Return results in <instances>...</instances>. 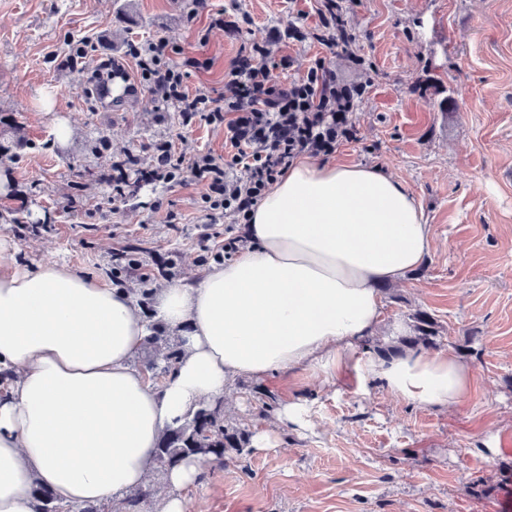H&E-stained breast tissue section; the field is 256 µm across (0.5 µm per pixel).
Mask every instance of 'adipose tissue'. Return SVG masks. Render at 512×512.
Returning a JSON list of instances; mask_svg holds the SVG:
<instances>
[{
    "label": "adipose tissue",
    "instance_id": "obj_1",
    "mask_svg": "<svg viewBox=\"0 0 512 512\" xmlns=\"http://www.w3.org/2000/svg\"><path fill=\"white\" fill-rule=\"evenodd\" d=\"M248 245L200 281L164 288L154 316L123 289L70 268L27 264L0 237V512H35L34 486L65 504L106 503L144 486L166 425L216 401L237 378L355 373L401 400L448 407L471 389L453 353L386 356L372 341L378 287L417 268L432 235L414 197L379 169L311 156L266 192ZM177 333L181 357L160 385L133 364L149 321ZM206 463L169 469L161 512Z\"/></svg>",
    "mask_w": 512,
    "mask_h": 512
}]
</instances>
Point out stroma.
Masks as SVG:
<instances>
[{
    "label": "stroma",
    "instance_id": "obj_1",
    "mask_svg": "<svg viewBox=\"0 0 512 512\" xmlns=\"http://www.w3.org/2000/svg\"><path fill=\"white\" fill-rule=\"evenodd\" d=\"M315 0H0V236L29 263L66 266L113 285L112 257L140 247L154 288L202 277L206 251L240 235L241 225L199 222L205 183L141 185L113 201L96 180L82 191L73 170L101 173L132 156L152 165L149 144L168 140L224 160L225 128H186L158 112L147 90L97 100L82 83L106 59L137 75L131 43L170 41L210 58L184 80L189 95H215L240 36L208 29L216 13L249 15L272 59L302 72L315 59L353 80L346 57L288 40L313 27ZM356 54L372 63L374 85L360 105V140L334 161L380 168L421 206L433 233L422 264L380 287L376 343L412 335L424 311L438 324L437 352L470 366L469 397L451 408L406 403L381 383L312 377L299 371L236 380L224 420L254 433L275 428L274 448L229 452L187 488L191 512H512V0H349ZM88 44L81 70L61 66L76 41ZM66 125L68 141L55 132ZM172 202L167 223L155 201ZM23 225L12 224V217ZM299 398L311 425L276 427L275 408Z\"/></svg>",
    "mask_w": 512,
    "mask_h": 512
}]
</instances>
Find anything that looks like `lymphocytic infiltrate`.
I'll use <instances>...</instances> for the list:
<instances>
[{
  "label": "lymphocytic infiltrate",
  "instance_id": "obj_1",
  "mask_svg": "<svg viewBox=\"0 0 512 512\" xmlns=\"http://www.w3.org/2000/svg\"><path fill=\"white\" fill-rule=\"evenodd\" d=\"M318 23L314 28L291 30L290 39L308 40L327 48H339L365 78L344 81L324 61L301 76L281 83L275 80L263 58L271 50L252 31H242L236 57L224 73V90L217 97L191 96L184 89L189 71L206 69L207 61L195 56L172 61L176 48L163 38L131 44L156 111L177 112L183 126L199 121L223 124L234 152L224 161L211 154L186 155L167 140L150 144L152 169L129 173L124 163L112 166V194L128 199L137 184L153 180L183 181L185 175L206 182L201 221L214 224L224 216L245 224L288 165L299 155L328 157L344 144L358 142L355 112L373 84L371 65L350 51L353 35L341 0H317Z\"/></svg>",
  "mask_w": 512,
  "mask_h": 512
}]
</instances>
